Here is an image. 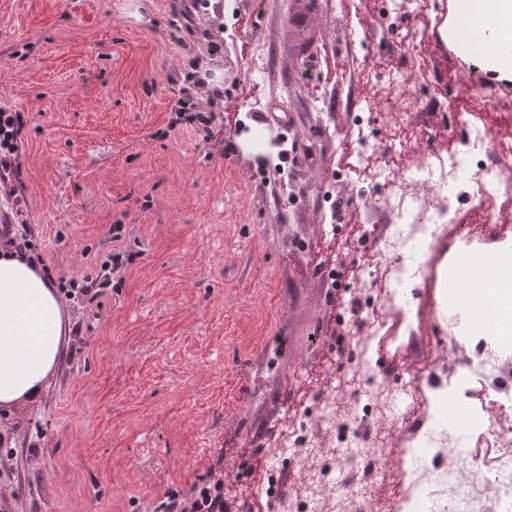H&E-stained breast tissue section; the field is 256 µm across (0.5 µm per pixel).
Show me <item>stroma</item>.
Returning <instances> with one entry per match:
<instances>
[{"mask_svg":"<svg viewBox=\"0 0 512 512\" xmlns=\"http://www.w3.org/2000/svg\"><path fill=\"white\" fill-rule=\"evenodd\" d=\"M425 6L389 21L379 0H241L248 27L233 18L221 32L200 20L184 37L170 25L172 10L194 12L193 0H0V107L24 122L21 233L56 278L96 274L115 252L126 260L95 302L66 297L69 331L42 400L0 410V512H167L169 491L191 496L217 477L232 512H248L258 463L297 480L294 456L275 448L272 432L314 410L313 384L327 386L337 416L353 399L339 335L355 295L320 277L334 263L326 246L348 245L356 260L374 246L350 244V225L322 208L343 142L361 155L384 149L391 104L412 97L421 78L432 103L415 107L405 165L451 140L452 109L512 140V74L486 69L477 53L446 54L457 42L456 0ZM418 32L420 67L408 69V88L392 87L379 61L407 64ZM261 33L275 47L265 81L236 52ZM218 48L234 80L216 96L186 77L203 74ZM324 55L346 62L343 82L305 74L304 62ZM239 86L241 126L257 134L277 131V104L290 100L285 147L299 158L288 165L297 200L288 212L265 206L278 186L252 181L257 159L240 136L224 142L200 123L168 126L189 99L221 117ZM321 94L335 101L326 123L314 108ZM356 111L365 131L352 127ZM380 189L426 187L385 175L359 199L337 185L336 202L355 205L380 233ZM477 209V200L461 201L457 224L431 248L408 293L413 329L389 320L362 399L386 382L409 400L432 363L462 358L441 343L438 318L453 281L448 265L463 256L458 227ZM373 424L390 433L369 476L380 493L401 468L400 436L394 421Z\"/></svg>","mask_w":512,"mask_h":512,"instance_id":"stroma-1","label":"stroma"}]
</instances>
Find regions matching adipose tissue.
<instances>
[{"label":"adipose tissue","mask_w":512,"mask_h":512,"mask_svg":"<svg viewBox=\"0 0 512 512\" xmlns=\"http://www.w3.org/2000/svg\"><path fill=\"white\" fill-rule=\"evenodd\" d=\"M64 300L32 260L0 248V406L38 403L61 358Z\"/></svg>","instance_id":"adipose-tissue-1"}]
</instances>
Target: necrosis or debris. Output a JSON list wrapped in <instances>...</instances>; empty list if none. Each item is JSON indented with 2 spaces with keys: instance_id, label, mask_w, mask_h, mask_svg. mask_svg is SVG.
I'll use <instances>...</instances> for the list:
<instances>
[{
  "instance_id": "1",
  "label": "necrosis or debris",
  "mask_w": 512,
  "mask_h": 512,
  "mask_svg": "<svg viewBox=\"0 0 512 512\" xmlns=\"http://www.w3.org/2000/svg\"><path fill=\"white\" fill-rule=\"evenodd\" d=\"M489 151L494 153V160H486ZM510 165L511 142L497 140L489 127L469 126L456 151L406 169V181L427 184L428 190L421 195L388 193L379 198V207L390 215L391 221L377 240L376 262L365 265L363 272L374 278L383 277L386 290L383 296H368L369 308H376L383 301L391 309L403 311L406 290L424 274L429 249L440 228L455 221L449 189L462 193L474 185L489 186L510 196L512 182L502 177L503 168ZM442 319L449 335L469 344L467 370L480 372L486 388L497 397L499 424L497 429L485 431L484 436L501 448L502 455L491 478L478 467L463 479L447 466V458L465 456L470 439L451 435L440 425L432 408L453 386L436 384L429 393L416 396L420 413L403 442L409 461L387 499V507L389 512H415L420 505L427 512H512V331L500 326L489 336L475 332L470 302L462 293L449 301ZM395 400V393L386 389L374 401H355L343 421L337 420L334 410L322 408L320 418L329 425L334 443L354 462L339 484L327 479L334 460L328 457L321 441L309 438L306 420L287 424L277 444L284 449L299 447L300 470L308 482L302 494L296 495L287 479L270 474L264 491L277 512H371L372 488L362 474L374 463V449L388 447L389 438L377 429L360 437L354 429L379 412L395 416Z\"/></svg>"
}]
</instances>
